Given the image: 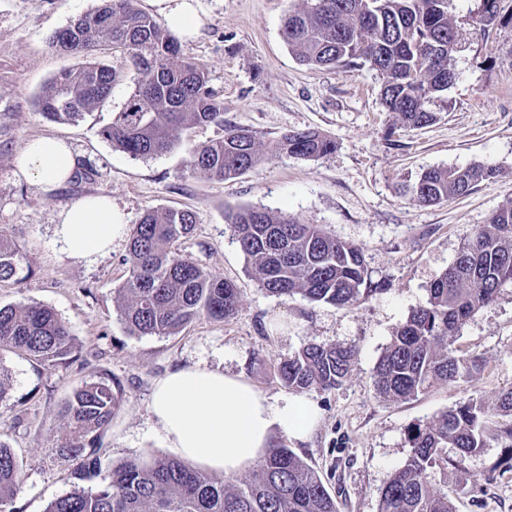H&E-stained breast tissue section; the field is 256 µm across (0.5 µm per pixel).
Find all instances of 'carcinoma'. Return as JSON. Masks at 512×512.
<instances>
[{
  "label": "carcinoma",
  "instance_id": "carcinoma-1",
  "mask_svg": "<svg viewBox=\"0 0 512 512\" xmlns=\"http://www.w3.org/2000/svg\"><path fill=\"white\" fill-rule=\"evenodd\" d=\"M449 0H306L288 14L283 38L310 67L368 66L382 79V101L400 127L419 129L436 121L425 103L454 80L451 56L459 33L448 14ZM55 50L88 58L53 77L36 105L53 122L76 121L112 93L117 73L96 55L120 49L141 75L124 107L103 136L135 158L168 152L180 133L194 126L224 124V107L207 68L185 59L177 39L134 0H101L52 36ZM334 140L314 131L260 140L253 131L227 126L224 137L200 145L194 169L218 180L236 178L272 156L323 157ZM497 166L431 168L406 186L411 199L431 206L462 196L496 177ZM240 250L251 262L259 287L279 298L296 295L350 307L385 290L375 281L363 248L318 224L289 214L245 207L227 215ZM197 224L187 209L148 210L134 225L124 258L129 275L118 295L120 312L133 335H172L201 315H233L240 291L183 259L175 243ZM26 258L0 234V282L20 279ZM512 283V206L498 209L477 229L454 261L430 285L425 305L395 331L375 366L380 394L408 400L431 384H453L479 372L484 361L458 354L459 330ZM24 352L46 366L74 350L69 327L42 305L0 307V347ZM356 352L351 346L310 343L284 358L277 373L288 388L329 391L348 377ZM117 381L91 379L64 403L67 433L62 451L77 461L84 479L95 476V440L112 424L121 405ZM411 452L396 468L380 498L379 512H457L448 497V472L492 445L502 448L483 474L486 484L512 471V388L492 406L470 400L417 424L408 434ZM457 454L448 456L447 448ZM22 475L15 456L0 443V512L18 494ZM46 512H337L336 500L318 472L282 444L267 448L254 479L243 485L196 470L177 458L130 460L112 469L109 484L96 491L73 489L50 501Z\"/></svg>",
  "mask_w": 512,
  "mask_h": 512
}]
</instances>
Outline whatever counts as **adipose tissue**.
Returning <instances> with one entry per match:
<instances>
[{
    "instance_id": "obj_1",
    "label": "adipose tissue",
    "mask_w": 512,
    "mask_h": 512,
    "mask_svg": "<svg viewBox=\"0 0 512 512\" xmlns=\"http://www.w3.org/2000/svg\"><path fill=\"white\" fill-rule=\"evenodd\" d=\"M77 165V156L65 140L41 137L18 155L16 173L59 186L73 176ZM126 234L124 213L105 196L65 205L55 226L62 249L78 259L110 251ZM149 413L172 455L227 477L254 466L269 448L273 431L303 441L319 418L316 404L305 397L279 403L242 376L198 365L175 369L160 379Z\"/></svg>"
}]
</instances>
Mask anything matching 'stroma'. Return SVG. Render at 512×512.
Returning a JSON list of instances; mask_svg holds the SVG:
<instances>
[{"label": "stroma", "instance_id": "obj_1", "mask_svg": "<svg viewBox=\"0 0 512 512\" xmlns=\"http://www.w3.org/2000/svg\"><path fill=\"white\" fill-rule=\"evenodd\" d=\"M98 0H0V231L22 250L30 266L20 281L0 282V306L40 304L68 324L75 359L51 367L0 348L7 399L0 403V443L18 460L23 483L15 512H45L56 497L76 488L96 490L113 466L166 455L148 404L155 383L173 368L201 365L244 376L271 400L292 397L275 368L308 343L354 347L342 386L309 389L320 411L306 442H285L321 476L338 512H379L392 471L410 452V427L457 404L494 403L512 387V283L461 328L457 348L485 368L457 383L436 384L407 401H393L375 386L374 370L393 332L424 305L430 284L456 258L477 225L512 203V0H499L494 25L480 28L484 0H450L448 13L460 37L451 57L455 79L427 104L436 121L417 130L399 128L381 97L382 80L368 67L312 69L282 38L288 13L301 0H193L201 21L179 36L183 57L203 63L224 105L225 123L251 129L264 140L313 129L336 149L313 160L280 155L232 180L194 171V149L224 134L223 125L183 132L167 153L136 159L103 135L133 92L139 74L119 52L107 59L119 78L111 95L74 124L46 120L35 104L40 89L76 58L56 52L51 36L94 9ZM53 136L79 156L80 172L51 189L19 179L15 159L27 142ZM491 163L498 176L467 195L434 206L416 204L404 190L424 170ZM106 195L137 224L150 208L196 213L194 232L179 253L240 290L234 316L200 317L169 336L131 334L117 290L128 276L126 242L89 259L68 256L54 228L63 206ZM264 207L287 212L364 249L373 280L384 292L339 308L259 288L250 263L225 221L228 211ZM120 382L122 405L99 436L100 472L80 478L56 443L65 431L60 409L85 381ZM500 455L489 447L450 473L457 512H512V472L493 484L483 473Z\"/></svg>", "mask_w": 512, "mask_h": 512}]
</instances>
